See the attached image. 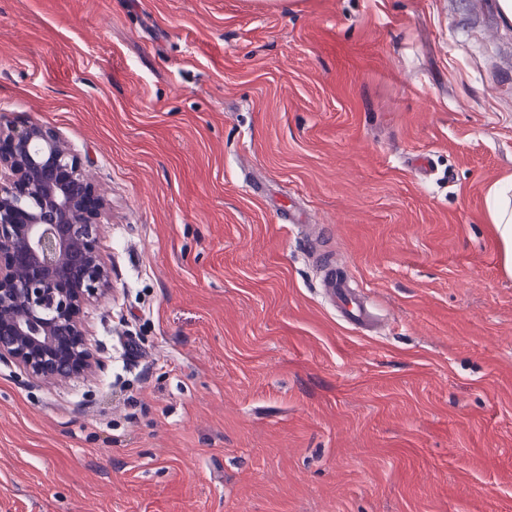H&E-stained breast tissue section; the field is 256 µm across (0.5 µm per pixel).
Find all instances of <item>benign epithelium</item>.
<instances>
[{
  "instance_id": "benign-epithelium-1",
  "label": "benign epithelium",
  "mask_w": 512,
  "mask_h": 512,
  "mask_svg": "<svg viewBox=\"0 0 512 512\" xmlns=\"http://www.w3.org/2000/svg\"><path fill=\"white\" fill-rule=\"evenodd\" d=\"M95 189L49 128L0 114V361L65 382L97 363L85 306L110 286Z\"/></svg>"
}]
</instances>
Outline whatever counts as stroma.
<instances>
[{
	"instance_id": "stroma-1",
	"label": "stroma",
	"mask_w": 512,
	"mask_h": 512,
	"mask_svg": "<svg viewBox=\"0 0 512 512\" xmlns=\"http://www.w3.org/2000/svg\"><path fill=\"white\" fill-rule=\"evenodd\" d=\"M496 2L0 0V112L82 159L112 268L99 368L0 362V512H512ZM512 176L488 189L486 221L491 224L504 272L512 277ZM325 280V287L329 288L330 294L345 320L353 325L366 323L369 312L365 305L353 295L344 274L335 273L330 278L325 277Z\"/></svg>"
}]
</instances>
